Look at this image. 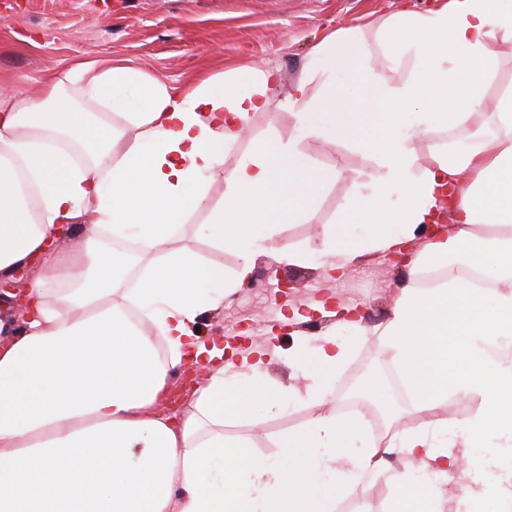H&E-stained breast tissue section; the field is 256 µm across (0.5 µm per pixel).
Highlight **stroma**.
Instances as JSON below:
<instances>
[{"label":"stroma","instance_id":"35a3bbf8","mask_svg":"<svg viewBox=\"0 0 512 512\" xmlns=\"http://www.w3.org/2000/svg\"><path fill=\"white\" fill-rule=\"evenodd\" d=\"M402 0H0V83L31 97L43 95L46 86L64 78L75 62L112 60L113 64L158 75L175 89L191 87L209 75L231 77L242 66L274 67L280 80L268 94L270 111L257 114L249 130L234 148L223 154L220 175L210 187L212 199L224 193V172L247 159L262 143L287 142L295 137V118L284 102L294 81L308 77L309 92L321 93L326 73L314 70L312 51L330 32L361 28L378 69L388 83L406 80L417 59L405 54L399 61L384 60L378 31ZM299 150L316 167H337L343 172L323 196L309 222L277 225L279 238L295 249L309 253L310 261L291 265L271 251L253 256L251 286L242 287L225 299L223 309L208 312L197 322L203 338L249 337L251 346L272 344L282 357L265 364L266 375L278 384L299 387L303 379L286 357L299 333L324 330L334 324L337 303L362 309L365 336L359 338L340 368L332 386L333 396L324 408L340 411L344 392L367 367H375L379 388L366 397L361 413L380 415L388 431H395V414L417 426L444 418L449 428L473 418L484 407L480 394L449 397L439 408L414 413L394 390L375 324L392 310L399 292L400 269L388 256L368 253L344 277L328 279L317 254L325 225L339 222L346 199L367 190L377 169L363 149L330 137L301 139ZM205 212L195 213L182 229L181 244L208 264L223 266L234 274L238 257L232 249L214 248L194 233ZM291 280L288 297L279 298L280 281ZM328 295L326 312L301 324L299 331L283 327L292 306H301ZM315 403L289 406L280 416L260 420H237L226 424L224 435L247 443L260 456L277 454L276 443L284 433L305 425L320 408Z\"/></svg>","mask_w":512,"mask_h":512}]
</instances>
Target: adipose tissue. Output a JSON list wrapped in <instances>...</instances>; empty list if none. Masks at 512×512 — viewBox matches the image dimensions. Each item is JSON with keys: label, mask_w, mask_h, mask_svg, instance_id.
Segmentation results:
<instances>
[{"label": "adipose tissue", "mask_w": 512, "mask_h": 512, "mask_svg": "<svg viewBox=\"0 0 512 512\" xmlns=\"http://www.w3.org/2000/svg\"><path fill=\"white\" fill-rule=\"evenodd\" d=\"M379 37L390 59L417 54L409 78L392 85L375 73L358 29L325 37L315 61L332 71L359 64L368 79L328 83L316 97L305 80L293 83L296 138L257 147L225 173L216 201L207 177L269 110L275 72L248 68L233 83L213 76L178 93L108 60L81 62L66 80L78 84L82 111L63 82L37 100L0 86V282L36 272L17 327L0 323V512H337L381 473L398 492L393 512H446V483L477 448L484 455L459 503L492 495L500 512H512V90L488 93L512 46V0H441L425 12L408 5ZM315 113L322 125L311 124ZM451 129L491 138L467 140L453 155L430 150L421 162L420 146ZM320 134L368 149L378 168L368 191L347 202L374 229L357 239L349 223L329 225L320 251L329 271L365 252H395L435 210L452 218L406 263L375 333L416 410L452 392L483 394V413L462 433L435 422L380 444L364 419L327 412L282 435L273 458L224 436L225 419L324 401L350 351L338 329L313 334L290 356L303 387L284 388L262 371L274 352L228 364L220 343L195 332L201 315L243 286L256 251L307 261L274 228L311 218L342 176L300 154L298 140ZM198 211L206 214L199 234L237 254L234 275L179 247ZM72 233L81 247L62 252L59 238ZM113 238L135 246L136 287L103 247ZM452 258L475 266L485 287L464 276L420 287ZM189 369L206 373L190 403L161 413L174 378ZM395 450L405 459L399 468L384 461Z\"/></svg>", "instance_id": "1"}]
</instances>
